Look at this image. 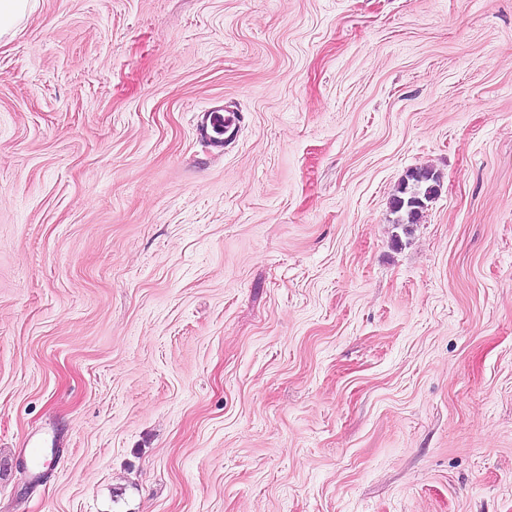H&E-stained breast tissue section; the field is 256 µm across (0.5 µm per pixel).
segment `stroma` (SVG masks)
Wrapping results in <instances>:
<instances>
[{
  "instance_id": "1",
  "label": "stroma",
  "mask_w": 512,
  "mask_h": 512,
  "mask_svg": "<svg viewBox=\"0 0 512 512\" xmlns=\"http://www.w3.org/2000/svg\"><path fill=\"white\" fill-rule=\"evenodd\" d=\"M0 512H512V0H30ZM223 112V109H210L201 113L199 112L196 116V131L198 135L215 144L216 147L221 148H223L225 140L233 138L238 122L235 113L230 112L224 114ZM220 129L224 130V134L229 131L230 134L226 138H221L218 132ZM434 176L437 175L427 168H415L406 174L391 200L392 212L398 214L394 224L409 226L418 223L428 202L421 191L434 180Z\"/></svg>"
}]
</instances>
